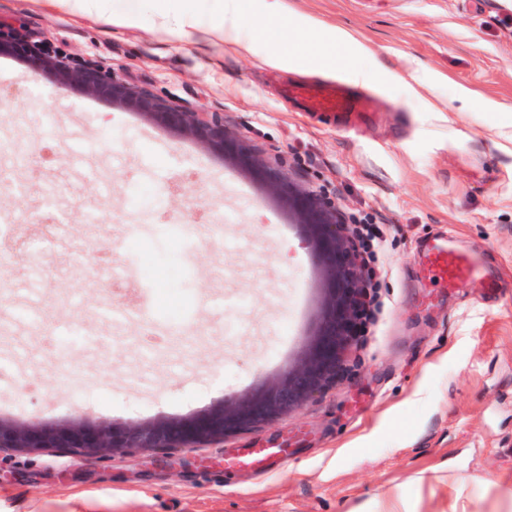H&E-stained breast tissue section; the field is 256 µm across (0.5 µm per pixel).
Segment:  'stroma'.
<instances>
[{
	"label": "stroma",
	"instance_id": "stroma-1",
	"mask_svg": "<svg viewBox=\"0 0 512 512\" xmlns=\"http://www.w3.org/2000/svg\"><path fill=\"white\" fill-rule=\"evenodd\" d=\"M294 15L349 29L367 54L334 79L378 99L346 127L279 99L269 46L220 41L202 22L182 40L163 0H110L132 27L69 6L0 0V21L194 112H216L293 181L383 224L384 308L349 354V378L274 423L221 443L85 460L64 450L0 453V512H512V0H286ZM368 75L353 81L350 72ZM20 153L0 203L35 224L47 188L70 227L32 278L5 273L0 415L93 421L185 415L284 367L311 328L315 258L280 204L222 158L140 114L57 91L0 57V147ZM94 223H86V216ZM141 233L127 240V225ZM483 257L491 298L424 279L433 238ZM145 317L118 324L119 288ZM180 296L178 318L166 300ZM246 323L224 333L225 320ZM82 324L94 350L61 352ZM171 324L152 357L146 331ZM269 448L263 463L242 462Z\"/></svg>",
	"mask_w": 512,
	"mask_h": 512
}]
</instances>
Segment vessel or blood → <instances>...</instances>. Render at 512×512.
Returning <instances> with one entry per match:
<instances>
[{"instance_id": "vessel-or-blood-1", "label": "vessel or blood", "mask_w": 512, "mask_h": 512, "mask_svg": "<svg viewBox=\"0 0 512 512\" xmlns=\"http://www.w3.org/2000/svg\"><path fill=\"white\" fill-rule=\"evenodd\" d=\"M284 98L300 103L304 111L327 114L339 123L352 126L375 109L372 99L353 96L344 84H309L285 88ZM420 265L431 278L445 288L480 280L482 272L468 255L449 249L441 240H433L420 257Z\"/></svg>"}]
</instances>
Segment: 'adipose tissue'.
<instances>
[{
    "mask_svg": "<svg viewBox=\"0 0 512 512\" xmlns=\"http://www.w3.org/2000/svg\"><path fill=\"white\" fill-rule=\"evenodd\" d=\"M216 23L214 33L238 47L250 48L258 39L278 43L287 40L305 41L308 50L301 56H285L273 53L270 65L282 68H316L322 71L335 70L346 57L366 53V46L348 31L335 28L318 32L316 23L309 18H298L290 14L285 0H215ZM258 13L263 22L249 31H241L240 20L249 13Z\"/></svg>",
    "mask_w": 512,
    "mask_h": 512,
    "instance_id": "adipose-tissue-1",
    "label": "adipose tissue"
}]
</instances>
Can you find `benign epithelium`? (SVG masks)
I'll return each mask as SVG.
<instances>
[{"label": "benign epithelium", "instance_id": "7a95c632", "mask_svg": "<svg viewBox=\"0 0 512 512\" xmlns=\"http://www.w3.org/2000/svg\"><path fill=\"white\" fill-rule=\"evenodd\" d=\"M15 27L0 25V54L29 52L27 63L55 87L88 97H106L153 123L176 129L221 154L224 160L261 183L305 230L319 259L321 300L315 325L297 359L278 375L242 396H231L203 411L145 421L90 423L79 417L65 422H25L0 416V451L67 449L86 458H112L136 449L197 448L255 427L270 424L299 409L333 386L355 344L350 331L360 298V268L344 231L338 206L329 196L284 176L224 125L217 112H191L139 89L107 69L84 59L58 55Z\"/></svg>", "mask_w": 512, "mask_h": 512}]
</instances>
